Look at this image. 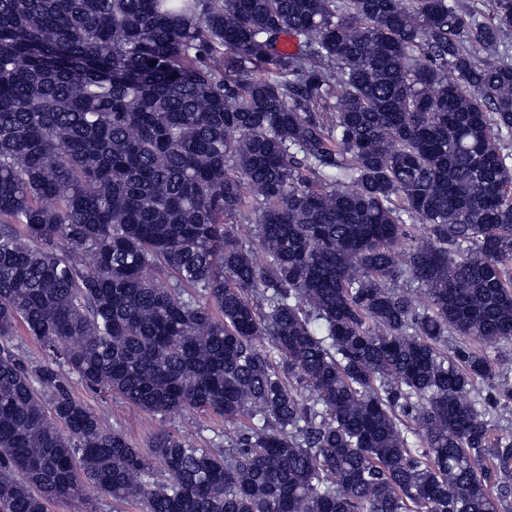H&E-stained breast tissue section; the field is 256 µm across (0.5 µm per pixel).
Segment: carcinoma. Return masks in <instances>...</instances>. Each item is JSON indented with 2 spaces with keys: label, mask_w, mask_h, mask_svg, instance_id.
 Masks as SVG:
<instances>
[{
  "label": "carcinoma",
  "mask_w": 512,
  "mask_h": 512,
  "mask_svg": "<svg viewBox=\"0 0 512 512\" xmlns=\"http://www.w3.org/2000/svg\"><path fill=\"white\" fill-rule=\"evenodd\" d=\"M511 31L512 0H0V512L84 483L141 512H500ZM73 377L222 417L224 446L140 448Z\"/></svg>",
  "instance_id": "obj_1"
}]
</instances>
